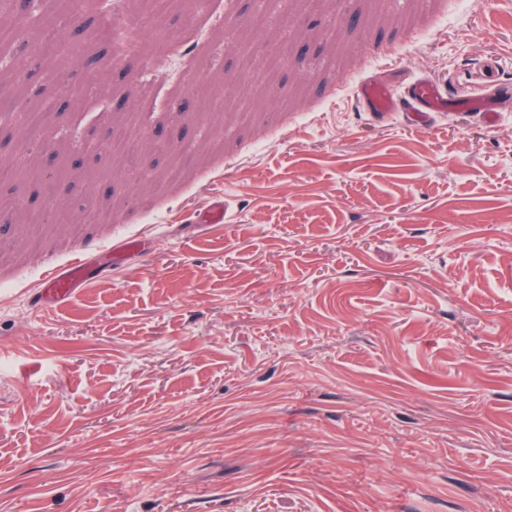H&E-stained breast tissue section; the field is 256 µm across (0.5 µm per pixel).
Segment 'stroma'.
I'll return each mask as SVG.
<instances>
[{
	"label": "stroma",
	"mask_w": 512,
	"mask_h": 512,
	"mask_svg": "<svg viewBox=\"0 0 512 512\" xmlns=\"http://www.w3.org/2000/svg\"><path fill=\"white\" fill-rule=\"evenodd\" d=\"M144 11L88 0L44 95L0 66L55 106L0 163L113 178L97 222L79 177L55 203L81 223L0 232V512H512V97L427 128L355 98L377 71L512 86V0H180L135 56L99 38ZM141 123L171 143L139 137L146 183L102 144ZM143 233L34 305L48 267ZM147 239L143 236L120 240L99 253L89 255L63 267L47 270L38 285L39 302L45 307L70 301L80 291L121 265L129 256L143 250Z\"/></svg>",
	"instance_id": "obj_1"
}]
</instances>
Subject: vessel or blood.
<instances>
[{
  "mask_svg": "<svg viewBox=\"0 0 512 512\" xmlns=\"http://www.w3.org/2000/svg\"><path fill=\"white\" fill-rule=\"evenodd\" d=\"M503 96V91L495 89L484 94L453 97L426 78L413 81L405 92L400 93L381 78L372 76L357 90V98L365 110L378 115L406 112L420 127L427 126L433 116L441 112H479L494 117ZM145 244L146 239L142 236L123 239L100 251L98 257L87 255L79 261L47 270L38 285L40 303L50 307L70 301L80 289L142 251Z\"/></svg>",
  "mask_w": 512,
  "mask_h": 512,
  "instance_id": "b4317fda",
  "label": "vessel or blood"
}]
</instances>
